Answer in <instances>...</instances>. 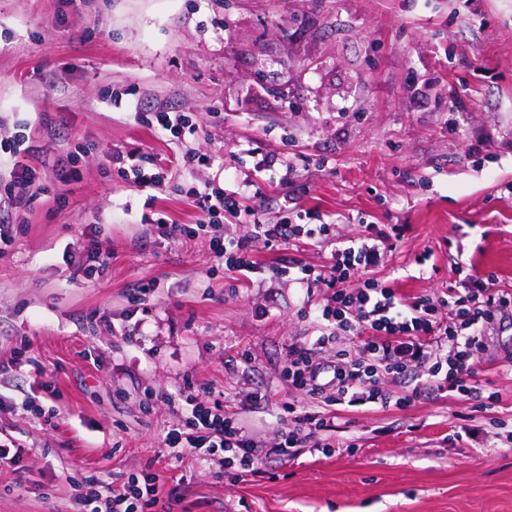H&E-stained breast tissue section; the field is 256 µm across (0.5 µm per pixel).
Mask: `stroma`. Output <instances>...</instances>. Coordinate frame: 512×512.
<instances>
[{
    "label": "stroma",
    "instance_id": "stroma-1",
    "mask_svg": "<svg viewBox=\"0 0 512 512\" xmlns=\"http://www.w3.org/2000/svg\"><path fill=\"white\" fill-rule=\"evenodd\" d=\"M457 94L469 111L452 109ZM160 110L197 118L198 138L144 123ZM19 137L30 150L17 157ZM133 149L166 169L164 190L118 173L112 157ZM189 152L208 163L184 167ZM18 161L47 191L12 212L0 253V440L22 449L0 467V512H76L91 483L146 471L174 491L165 512H512L507 323L479 365L491 407L448 391L339 405L331 455L311 439L240 482L161 458L186 414L167 399L190 388L275 445L295 395L288 348L317 338L323 293L213 271L206 240L152 223H196L193 189L247 183L265 221L286 204L334 224L331 241H255L261 265L326 266L362 217L405 225L372 273L402 294L453 285L459 259L490 291L512 290V0H0L2 201ZM93 236L103 270L87 279ZM256 389L268 401L245 404ZM28 398L42 415L21 408Z\"/></svg>",
    "mask_w": 512,
    "mask_h": 512
}]
</instances>
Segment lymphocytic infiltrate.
I'll list each match as a JSON object with an SVG mask.
<instances>
[{
    "instance_id": "obj_1",
    "label": "lymphocytic infiltrate",
    "mask_w": 512,
    "mask_h": 512,
    "mask_svg": "<svg viewBox=\"0 0 512 512\" xmlns=\"http://www.w3.org/2000/svg\"><path fill=\"white\" fill-rule=\"evenodd\" d=\"M193 196L201 218L193 224L157 219L161 235L208 240L215 265L245 276L288 275L306 288L323 289L324 298L316 314V340L291 345L288 351L283 376L298 398L284 404L294 425L281 428L274 446H266L247 431L236 413L190 393L185 397L187 416L169 428L161 441L164 457L177 460L199 452L231 471L236 480L261 473L286 461L307 439L331 430L330 407L385 401L386 382L404 379L422 366L427 369L424 386L398 398V406L411 405L426 389L446 388L463 400L480 396L477 374L485 336L512 313V291L489 292L484 279L470 274L460 262L455 268L458 287L434 296H403L371 276L393 244L390 234L368 223L356 238L337 243L328 271L308 266L264 268L253 258V241L272 247L325 241L333 235V224L315 211L305 212L301 223L285 216L280 223L270 224L256 216L250 237L229 239L219 233V220L223 214L240 212L243 192L197 189ZM341 339L351 341L352 350L338 351L334 364L324 366L318 359L320 352ZM161 493L157 475L131 476L87 492L80 503L84 512H149L159 504Z\"/></svg>"
}]
</instances>
